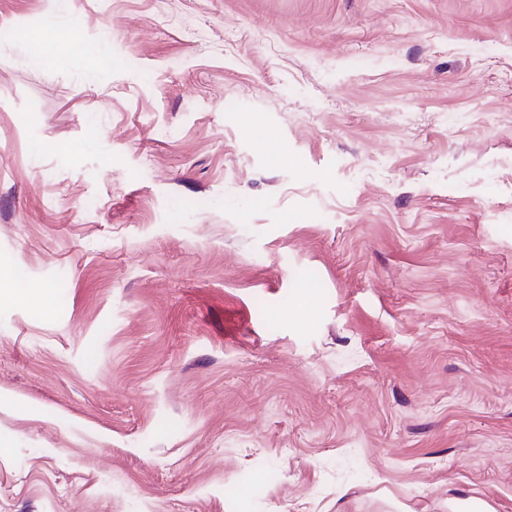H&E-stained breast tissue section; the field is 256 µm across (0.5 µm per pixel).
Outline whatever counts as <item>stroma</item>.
Instances as JSON below:
<instances>
[{
    "mask_svg": "<svg viewBox=\"0 0 512 512\" xmlns=\"http://www.w3.org/2000/svg\"><path fill=\"white\" fill-rule=\"evenodd\" d=\"M0 0V512H512V0ZM291 222H284V214ZM33 41L40 49V60L45 64H61L64 56L59 46L63 36L58 32L53 13L43 28L33 33Z\"/></svg>",
    "mask_w": 512,
    "mask_h": 512,
    "instance_id": "35a3bbf8",
    "label": "stroma"
}]
</instances>
